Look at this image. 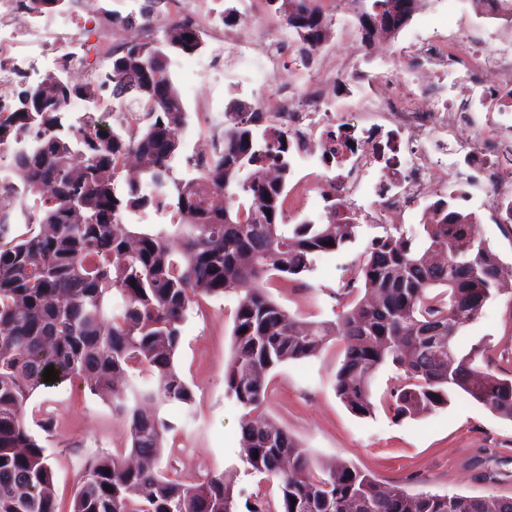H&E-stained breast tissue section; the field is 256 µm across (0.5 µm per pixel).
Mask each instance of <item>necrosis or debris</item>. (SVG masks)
Here are the masks:
<instances>
[{
  "label": "necrosis or debris",
  "mask_w": 512,
  "mask_h": 512,
  "mask_svg": "<svg viewBox=\"0 0 512 512\" xmlns=\"http://www.w3.org/2000/svg\"><path fill=\"white\" fill-rule=\"evenodd\" d=\"M26 0H0V112L14 93L37 87L68 60L74 81L99 76L86 59L103 41L70 43L82 22L77 5L27 10ZM484 35L455 38L433 30L366 67L360 56L337 59L315 83L267 101L256 111L287 132L288 145L308 172L297 194L335 203L336 214L360 224H401L428 217L433 198L461 192L492 223L512 224V0H476ZM347 86L357 118L339 111L331 82ZM449 171L451 180H438Z\"/></svg>",
  "instance_id": "necrosis-or-debris-1"
}]
</instances>
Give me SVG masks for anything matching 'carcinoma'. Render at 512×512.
Instances as JSON below:
<instances>
[{"mask_svg":"<svg viewBox=\"0 0 512 512\" xmlns=\"http://www.w3.org/2000/svg\"><path fill=\"white\" fill-rule=\"evenodd\" d=\"M268 2L285 18L290 4L323 16L318 0ZM357 2L368 41L403 28L415 5ZM202 47L201 31L174 27L162 41L112 53L99 81L68 79L56 99L24 90L15 110L0 116V150L10 152L15 176L39 199L19 235L0 209V512H58L54 470L26 419L50 366L61 383L82 378L126 422L130 438L122 452L85 460L69 512H237V471L187 482L161 467L174 430L161 407L194 399L174 364L181 323L196 298L228 290L237 307L224 388L246 410L241 460L279 489L248 512H512V498L411 495L383 490L354 467L317 466L295 437L253 416L267 400L268 371L336 342L344 356L335 393L359 416L373 413L371 382L390 367L386 406L397 419L443 405L453 391L512 418V374L495 371L489 358L479 365L485 344L456 345L502 291L500 260L471 215L439 201L440 217L420 233L369 225L377 234L353 271L365 294L341 317L303 321L288 313L268 292L271 275L300 279L317 257L354 242L362 225L338 224L333 212L324 223H285L286 134L271 126L257 134L261 117L245 106L230 113L222 149L197 164L195 176H175L186 112L171 54ZM128 82L135 90L118 94ZM105 88L141 112L144 126L93 136L64 122L70 97L95 103ZM270 139L281 144V178L268 182L256 170ZM210 192L232 205L207 206ZM151 211L172 218L147 230L130 222L148 220ZM133 369L145 374L142 381L119 386Z\"/></svg>","mask_w":512,"mask_h":512,"instance_id":"cac0c4a2","label":"carcinoma"}]
</instances>
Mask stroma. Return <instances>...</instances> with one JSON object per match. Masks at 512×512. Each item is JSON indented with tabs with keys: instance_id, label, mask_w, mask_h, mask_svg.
<instances>
[{
	"instance_id": "obj_1",
	"label": "stroma",
	"mask_w": 512,
	"mask_h": 512,
	"mask_svg": "<svg viewBox=\"0 0 512 512\" xmlns=\"http://www.w3.org/2000/svg\"><path fill=\"white\" fill-rule=\"evenodd\" d=\"M200 11L213 7L250 14L260 25L251 31L254 44L283 31L284 21L267 0H193ZM413 33L428 35L433 28L447 32L478 28L463 0H439L436 14L418 13L408 23ZM171 73L187 122L178 134L177 177L192 175L193 144L200 136L219 139L211 115L227 112L232 103L252 102L250 75L223 65L216 71L189 66L183 55L172 58ZM374 232L361 228L351 244L319 258L312 273L296 281L273 280L270 291L290 313L305 320L336 319L348 300L338 283L354 270ZM505 292L489 300L481 318L466 326L459 340L464 346L487 341L492 359L512 356V279ZM236 295L200 298L186 314L175 364L194 392L191 405L168 404L161 413L175 423L168 436L173 454L163 464L187 480L228 469L238 472L241 502L271 498L277 483L243 465L239 445L244 410L224 390V364L229 359ZM343 347L328 345L318 356L289 362L269 374L266 417L299 439L320 462L336 460L371 474L384 488L404 486L412 494L512 498V419L499 416L461 393L433 410L401 419L384 407L368 417L352 413L336 396L334 380ZM30 430L46 448L56 474L60 512H68L82 460L91 454L128 447L126 424L111 408L90 394L82 378L37 391L27 404ZM53 422L43 431V417Z\"/></svg>"
}]
</instances>
